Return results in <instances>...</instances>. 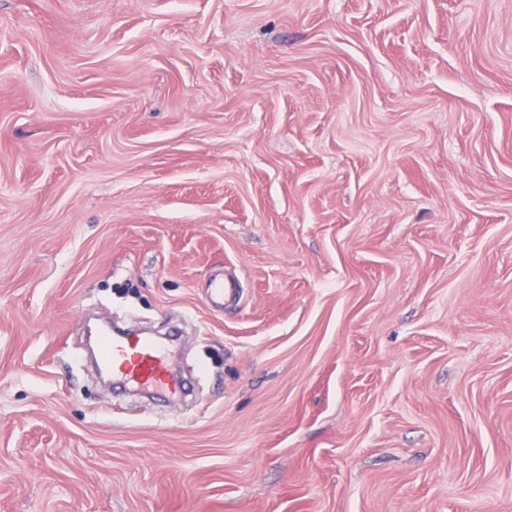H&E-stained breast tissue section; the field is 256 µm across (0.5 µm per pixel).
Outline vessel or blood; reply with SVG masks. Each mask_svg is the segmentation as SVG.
<instances>
[{
	"mask_svg": "<svg viewBox=\"0 0 512 512\" xmlns=\"http://www.w3.org/2000/svg\"><path fill=\"white\" fill-rule=\"evenodd\" d=\"M98 346L100 366L110 371L119 384H133L159 392L177 388V381L168 375L162 340L134 341L108 331L99 339Z\"/></svg>",
	"mask_w": 512,
	"mask_h": 512,
	"instance_id": "1",
	"label": "vessel or blood"
}]
</instances>
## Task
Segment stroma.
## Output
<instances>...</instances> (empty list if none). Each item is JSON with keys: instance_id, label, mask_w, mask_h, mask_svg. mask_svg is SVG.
Wrapping results in <instances>:
<instances>
[{"instance_id": "1", "label": "stroma", "mask_w": 512, "mask_h": 512, "mask_svg": "<svg viewBox=\"0 0 512 512\" xmlns=\"http://www.w3.org/2000/svg\"><path fill=\"white\" fill-rule=\"evenodd\" d=\"M0 512H512V0H0ZM102 336L98 340L99 364L112 373L113 381L124 387L132 383L158 392L181 387V382L168 376L165 348L159 338L133 341L110 330Z\"/></svg>"}]
</instances>
